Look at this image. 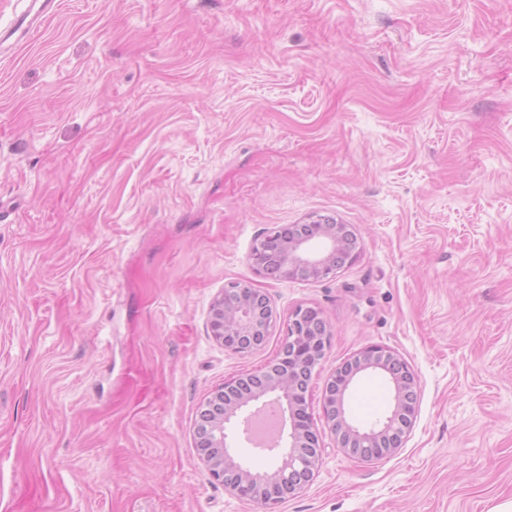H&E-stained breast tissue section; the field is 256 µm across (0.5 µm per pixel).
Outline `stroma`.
Wrapping results in <instances>:
<instances>
[{"instance_id":"1","label":"stroma","mask_w":512,"mask_h":512,"mask_svg":"<svg viewBox=\"0 0 512 512\" xmlns=\"http://www.w3.org/2000/svg\"><path fill=\"white\" fill-rule=\"evenodd\" d=\"M0 46V512H262L209 478L207 395L328 327L312 482L275 512L512 502V0H59ZM351 225L319 282L256 274L282 224ZM232 282L277 313L209 334ZM417 373L400 451L363 462L323 387L362 348ZM381 380L348 403L368 426ZM276 319L267 296L240 282L229 283L215 296L208 316L213 340L239 355L262 349Z\"/></svg>"}]
</instances>
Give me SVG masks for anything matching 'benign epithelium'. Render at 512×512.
I'll return each instance as SVG.
<instances>
[{
	"label": "benign epithelium",
	"mask_w": 512,
	"mask_h": 512,
	"mask_svg": "<svg viewBox=\"0 0 512 512\" xmlns=\"http://www.w3.org/2000/svg\"><path fill=\"white\" fill-rule=\"evenodd\" d=\"M358 251V238L347 224H289L274 228L250 254L254 270L281 280L320 281L336 275ZM276 312L267 296L233 282L213 299L209 329L224 350L248 355L262 349ZM329 336L320 312L297 307L288 317L276 360L251 373L224 381L201 406L195 427V446L209 477L235 496L262 508L281 502L305 488L320 465L319 435L307 412L308 381L325 358ZM388 377L392 390L390 413L365 428L348 414L347 395L364 375ZM420 381L412 368L392 349L373 344L338 366L324 385L326 425L336 447L360 461H378L395 455L416 416ZM283 410L288 434L276 464L265 473L253 472L235 456L239 426L249 424L253 407Z\"/></svg>",
	"instance_id": "obj_1"
}]
</instances>
